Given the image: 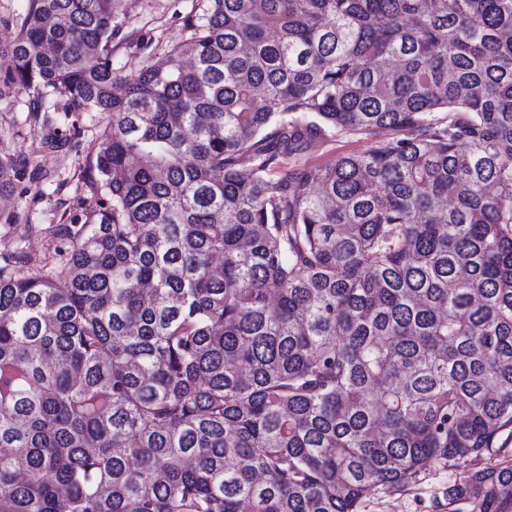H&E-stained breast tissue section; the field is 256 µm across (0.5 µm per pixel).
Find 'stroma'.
I'll return each instance as SVG.
<instances>
[{
  "label": "stroma",
  "instance_id": "1",
  "mask_svg": "<svg viewBox=\"0 0 512 512\" xmlns=\"http://www.w3.org/2000/svg\"><path fill=\"white\" fill-rule=\"evenodd\" d=\"M206 0H122L119 17L129 43L114 48L115 68L130 72L163 57L188 37V16L201 13ZM46 93L34 112L32 92L19 89L9 108L0 109V154L27 160L12 188L0 192V249L15 247L30 258L53 263L58 240L47 229L82 224L100 211L101 195L88 184L87 161L99 144L107 113L77 116L55 109ZM454 472L432 464L403 492L379 494L357 512H448L444 492Z\"/></svg>",
  "mask_w": 512,
  "mask_h": 512
}]
</instances>
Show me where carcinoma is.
<instances>
[{"mask_svg":"<svg viewBox=\"0 0 512 512\" xmlns=\"http://www.w3.org/2000/svg\"><path fill=\"white\" fill-rule=\"evenodd\" d=\"M121 27L28 0L0 41V104L112 117L100 219L0 253V512H357L430 464L512 512L465 469L512 454V0H207L129 74ZM371 140L359 136H339L335 141L314 144L307 154L306 161L312 168L321 167L338 156L360 151L370 145Z\"/></svg>","mask_w":512,"mask_h":512,"instance_id":"cac0c4a2","label":"carcinoma"}]
</instances>
